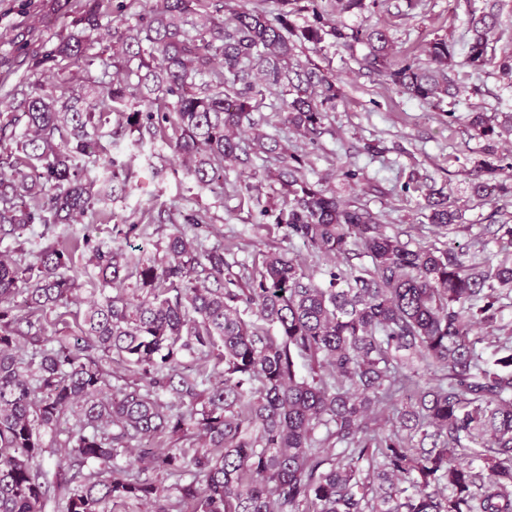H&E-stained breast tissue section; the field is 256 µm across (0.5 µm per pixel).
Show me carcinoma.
I'll return each mask as SVG.
<instances>
[{
  "instance_id": "1",
  "label": "carcinoma",
  "mask_w": 512,
  "mask_h": 512,
  "mask_svg": "<svg viewBox=\"0 0 512 512\" xmlns=\"http://www.w3.org/2000/svg\"><path fill=\"white\" fill-rule=\"evenodd\" d=\"M92 2L81 33L50 59L87 57L86 33L99 29L104 0ZM292 2L279 0L275 14L242 8L220 20L209 0H160L114 32L126 61L137 63L129 71L136 81L58 96L35 88L22 112L0 124V142L16 151L12 173H0V229L11 234L68 224L125 190L115 171L90 180L75 164L105 150L104 128L117 114L138 143L169 138L205 188L224 184L227 160H262L264 180L283 195L274 223L342 259L322 281L297 259L272 253L244 282L226 281L224 251L201 249L180 230L161 261H136L88 234L54 239L34 263L0 258V512H42L52 492L64 512H108L114 501L170 512L172 496L178 512H308L310 504L314 512H512V336L486 358L472 335L473 326L498 322L499 290L512 285V225L499 226L492 259L412 249L371 212L310 182L304 156L276 136L242 135L259 126L254 114L272 94L283 123L310 138L324 130L341 88L318 65L292 62L299 44L365 42L369 70L429 102L450 94L452 46L431 41L428 68L397 63L388 28L330 23L317 0L306 6L312 19L297 26ZM339 3L360 17L378 7V0ZM495 7L471 9L466 63L509 74L512 54L499 59L491 45ZM471 126L487 141L495 133L482 113ZM486 173L472 185L477 196L503 189L497 168L489 164ZM404 190L421 193L433 226L456 221L443 190L417 179ZM79 250L90 254L100 298L84 311L80 336L49 347L43 315L67 314L81 287L69 274ZM354 257L369 263L354 265ZM132 263V293H106ZM22 335L38 345L28 358L19 352ZM194 355L222 367L221 380L205 366L180 370ZM104 359L137 369L139 378L112 388ZM416 361L441 373L435 384L422 382ZM69 412L76 424L65 458L97 471L68 478L59 458L50 481L41 464L55 452L44 437ZM160 435L174 443L140 456L155 471L191 480L165 488L142 476L131 442Z\"/></svg>"
}]
</instances>
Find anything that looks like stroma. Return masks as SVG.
I'll use <instances>...</instances> for the list:
<instances>
[{
	"instance_id": "obj_1",
	"label": "stroma",
	"mask_w": 512,
	"mask_h": 512,
	"mask_svg": "<svg viewBox=\"0 0 512 512\" xmlns=\"http://www.w3.org/2000/svg\"><path fill=\"white\" fill-rule=\"evenodd\" d=\"M103 13L100 28L92 32L93 48L88 61L60 62L54 67L35 66V58L53 52L58 43L77 32V18L87 0H0V114L16 113L26 85L39 82L44 93L59 87L100 89L124 79L127 64L113 38L117 26L136 24L158 0H112ZM469 6L466 0H382L376 18L396 38L395 55L427 64L426 49L437 38H448L456 65L451 73L462 91L455 105L426 104L384 84L364 65L369 49H353L324 42L317 50L300 47L299 61H312L335 77L343 91L327 121V130L316 139L304 137L293 126L281 123L271 109H264L262 132L276 135L289 150L304 155L310 181L336 190L342 200H359L372 211L390 234L414 247L463 248L478 259L499 250L498 227L512 225V76L495 66L474 71L466 65L469 40ZM490 116L499 132L494 141L475 138L470 121L475 113ZM374 153H364L365 145ZM108 148L129 173L125 195L107 207L112 218L103 223L93 215L77 217L74 223L35 228L20 237L0 239V254L23 262L35 261L47 240L62 234H91L112 245L131 243L144 258H163L175 219L204 215L201 224L185 225L188 236L204 247L224 250L225 278L239 280L260 266L267 253L288 252L307 268L318 272L334 266L326 255L311 253L298 240H291L268 209L281 205L283 197L262 184L251 192L234 187L242 178L241 167L224 165V192L200 187L188 172V164L169 142L134 143L127 133ZM502 166L498 180L503 189L495 198H481L471 191L472 182L484 179L483 162ZM361 170L371 189L355 195L344 181V169ZM429 176L435 188L444 189L458 208V226L447 232L433 227L422 217V198L404 192L410 177ZM136 225L127 234L128 225ZM95 293L83 283L75 294L70 313L61 317L50 312L44 318L51 337H74L81 315Z\"/></svg>"
}]
</instances>
